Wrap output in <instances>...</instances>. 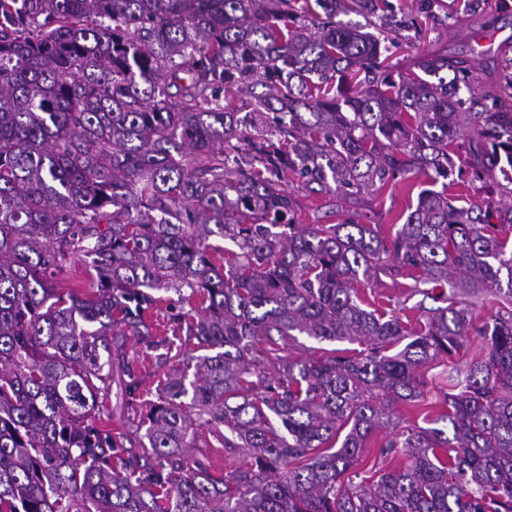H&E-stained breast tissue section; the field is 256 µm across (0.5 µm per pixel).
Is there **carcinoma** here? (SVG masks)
<instances>
[{"mask_svg":"<svg viewBox=\"0 0 512 512\" xmlns=\"http://www.w3.org/2000/svg\"><path fill=\"white\" fill-rule=\"evenodd\" d=\"M391 9L0 0V512H512V74L490 91L427 54L403 75L338 19ZM467 129L472 181L507 182L495 210L447 194ZM412 173L446 183L386 239L359 205ZM291 175L341 222L296 223ZM76 258L88 293L58 281ZM381 273L412 279L419 309L446 286L447 306L411 328L362 308ZM162 290L202 303L167 321L205 354L193 380L166 378L137 452L104 398L134 400L125 344L157 346ZM488 295L499 308L475 327ZM471 335L487 353L448 376L450 410L386 444L406 464L342 479L424 397L418 368ZM297 336L368 351L283 358ZM214 441L243 463L222 476L190 457Z\"/></svg>","mask_w":512,"mask_h":512,"instance_id":"cac0c4a2","label":"carcinoma"}]
</instances>
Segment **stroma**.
<instances>
[{"label": "stroma", "mask_w": 512, "mask_h": 512, "mask_svg": "<svg viewBox=\"0 0 512 512\" xmlns=\"http://www.w3.org/2000/svg\"><path fill=\"white\" fill-rule=\"evenodd\" d=\"M394 16L385 26L395 46L389 58L392 66L412 67L416 47L447 51L449 58H466L475 67L480 81H498L503 73L504 46L512 44V0H447L449 22L430 21L422 28H414L410 21L420 18L421 0H390ZM468 145L467 136H460L455 148L458 160L455 169V183L452 193L472 205H486L497 202V195L491 194L482 183L469 179L464 162ZM433 182L425 175L410 176L406 184L387 185L371 198L368 223L377 225L379 234L392 236L408 214L409 205L415 204L420 190L432 187ZM411 281L406 277L392 279L381 277L370 288L361 292L365 308L383 307L395 310L402 319L418 320L415 299L409 298ZM127 357L133 361L140 400H156L168 374L184 370L195 355L194 345L184 334L170 331L161 337L159 350L152 351L128 339L125 347ZM486 353L480 337H469L464 347L452 358L438 360L421 367L418 376L424 381V396L419 404L400 403L396 410L403 425L429 427L432 420L444 413V377L451 366H465L472 359ZM390 430L381 429L366 440L360 452L356 467L360 476L378 478L387 470L403 466V456L381 454L380 449L391 439Z\"/></svg>", "instance_id": "stroma-1"}]
</instances>
